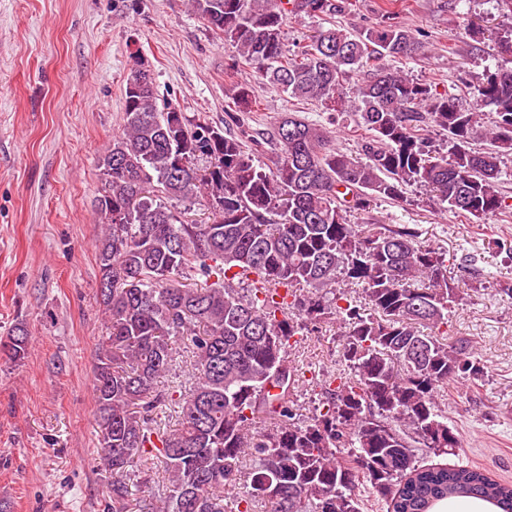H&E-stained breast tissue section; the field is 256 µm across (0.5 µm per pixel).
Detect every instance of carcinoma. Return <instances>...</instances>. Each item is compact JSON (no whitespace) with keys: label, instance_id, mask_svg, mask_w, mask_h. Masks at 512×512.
I'll list each match as a JSON object with an SVG mask.
<instances>
[{"label":"carcinoma","instance_id":"carcinoma-1","mask_svg":"<svg viewBox=\"0 0 512 512\" xmlns=\"http://www.w3.org/2000/svg\"><path fill=\"white\" fill-rule=\"evenodd\" d=\"M195 14L239 63L288 96L332 112L354 107L368 132L357 151L290 113L259 154L221 124L192 121L159 103L140 51L124 90L121 134L99 159L97 297L107 318L94 366L97 456L109 512H129L132 457L163 464L170 486L147 512H225L224 487L253 462L240 512H363L364 493L390 512H436L454 498L512 512V484L485 471L424 465L419 449L461 447L442 414L448 381L477 380L467 345L435 331L463 300L446 253L407 224H353L373 200L404 201L409 186L436 193L452 214L480 223L512 216L500 191L512 160V27L496 38L505 63L472 81L473 100L440 95L392 62L424 44L398 23L363 30L334 24L286 49L289 15L334 16L347 0H191ZM354 100L345 85L355 75ZM488 107L490 124L480 109ZM444 132L431 144L426 131ZM206 201L209 221L188 223L175 203ZM344 285L363 287L365 313ZM340 320L350 375L322 387V406L297 418L299 370L291 341ZM31 336H0L14 364ZM194 358L178 427L162 432L169 394L157 379L180 351ZM268 423L254 431L256 421Z\"/></svg>","mask_w":512,"mask_h":512}]
</instances>
